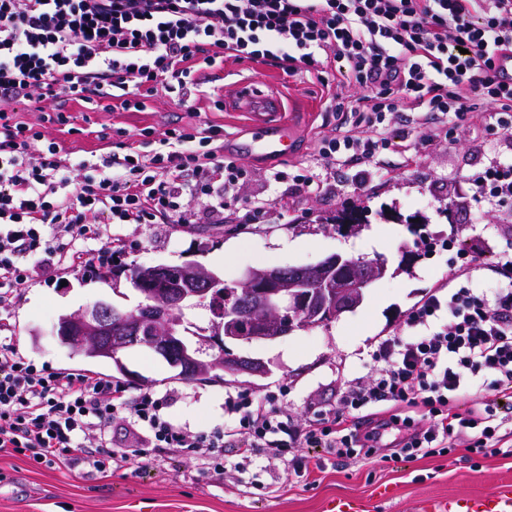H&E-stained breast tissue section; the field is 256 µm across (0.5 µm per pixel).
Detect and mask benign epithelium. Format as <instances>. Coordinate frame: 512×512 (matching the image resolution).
Wrapping results in <instances>:
<instances>
[{
	"label": "benign epithelium",
	"instance_id": "7a95c632",
	"mask_svg": "<svg viewBox=\"0 0 512 512\" xmlns=\"http://www.w3.org/2000/svg\"><path fill=\"white\" fill-rule=\"evenodd\" d=\"M382 263H353L338 254L305 267L248 269L233 291H224V309H214L218 295L213 288L223 282L196 264H186L176 278L168 266H150L133 276L131 284L143 296L134 310H122L98 300L62 315L55 336L71 350L94 347L115 353L140 344L168 358L182 376L193 379L207 363L213 371L263 377L268 364L258 358L236 355L224 340L241 343L274 341L296 329L328 322L352 311L364 300L366 290L385 276ZM204 303L213 311L202 344L218 348L208 358L185 340L182 310L190 302Z\"/></svg>",
	"mask_w": 512,
	"mask_h": 512
}]
</instances>
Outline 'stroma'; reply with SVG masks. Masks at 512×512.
Wrapping results in <instances>:
<instances>
[{"label": "stroma", "mask_w": 512, "mask_h": 512, "mask_svg": "<svg viewBox=\"0 0 512 512\" xmlns=\"http://www.w3.org/2000/svg\"><path fill=\"white\" fill-rule=\"evenodd\" d=\"M199 92L179 105L165 90L148 94L140 110L102 111L73 106L75 133L60 132L41 113H23L24 121L45 140L58 141L72 159L93 160L108 152L124 153L127 145L150 154L167 128L185 126L223 129L224 155L246 173L237 195L224 192V178L215 175L208 194L184 196L182 222L106 224L91 249L118 238L116 266L181 265L195 262L237 282L250 268L313 265L333 254L381 260L386 275L377 280L354 311L315 327L301 329L272 342H228L238 355L264 360L267 376L225 375L220 382L186 381L161 357L139 347L121 358L133 376L136 391L167 396L166 415L194 431H208L224 422V396L247 390L261 396L285 390L289 412L298 420L313 417L316 404L334 402L346 383L369 375L368 353L385 336L405 337L410 313L439 286L462 270H470L471 287L486 295L507 287L495 269L504 244L498 225L512 222V205L499 204L479 193L475 180L496 160L512 156V132L487 136L481 117L467 129L449 131L408 156L382 151L368 170L325 164L317 150L331 134L337 116L330 112L327 82L338 81V93L351 100L360 90L352 76L334 71L317 76L298 71L287 76L274 59H224L198 73ZM258 88L280 83L297 106L291 116L297 142L285 159L256 158L241 151L246 135L243 113L226 108L224 99L236 83ZM322 174L324 186L308 196L292 188L304 168ZM365 187H357L358 176ZM223 203V217L210 207ZM353 210L362 223L336 226L330 217ZM385 233L382 247L369 241L373 229ZM294 241L295 249L279 243ZM436 242L427 251L425 240ZM98 300L132 310L142 298L129 282L92 277L66 266L31 278L16 302L0 315L11 325L13 343L28 360L56 369H87L112 375L107 361H89L71 354L53 335L59 317ZM321 462L312 481L294 474L251 470L224 471L222 486L205 477L189 479L190 461L175 456L164 468L134 462L128 469L99 479L81 470L35 466L19 455L0 453V512H330L333 502L356 499L364 512H425L427 503L491 496L512 486V452L501 448L467 452L447 448L422 459L341 462L323 449L305 451Z\"/></svg>", "instance_id": "1"}]
</instances>
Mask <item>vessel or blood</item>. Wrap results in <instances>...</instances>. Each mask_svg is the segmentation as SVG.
<instances>
[{
	"label": "vessel or blood",
	"mask_w": 512,
	"mask_h": 512,
	"mask_svg": "<svg viewBox=\"0 0 512 512\" xmlns=\"http://www.w3.org/2000/svg\"><path fill=\"white\" fill-rule=\"evenodd\" d=\"M232 109L246 113L251 138L244 150L255 157L285 158L293 151L294 138L282 117L283 103L275 89L254 92L237 86L230 102ZM456 512H512V491L504 489L485 499L459 501Z\"/></svg>",
	"instance_id": "obj_1"
}]
</instances>
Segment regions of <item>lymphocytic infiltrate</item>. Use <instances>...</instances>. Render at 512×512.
I'll list each match as a JSON object with an SVG mask.
<instances>
[{"label": "lymphocytic infiltrate", "instance_id": "lymphocytic-infiltrate-1", "mask_svg": "<svg viewBox=\"0 0 512 512\" xmlns=\"http://www.w3.org/2000/svg\"><path fill=\"white\" fill-rule=\"evenodd\" d=\"M273 44L283 48L285 74L342 63L362 90L339 130L319 143L327 163L369 165L379 150L408 152L406 134L392 126L406 110L419 126L457 129L481 110L488 125L512 129V79L500 68L512 61V0H0V308L54 261L93 270L82 243L98 236L94 218L153 224L172 218L180 198L206 190L215 173L231 191L242 176L216 147L212 126L167 130L163 151L147 158L130 145L88 174L58 142L32 154L38 135L21 110L52 99L43 119L61 126L70 102L114 98L137 110L140 90L169 79L186 87L200 65L265 58ZM408 324L415 336L380 339L372 374L312 419L298 422L277 393L239 392L224 399L223 426L191 432L165 415V397L27 360L0 320V452L98 476L150 448L157 464L181 455L216 480L225 467L258 461L309 472L308 461L290 458L295 448L342 460L504 447L497 410L512 392V288L488 298L460 280L424 299ZM487 379L497 398L456 412L457 396ZM124 411L131 443L114 450L101 435ZM402 426L405 441L384 444Z\"/></svg>", "mask_w": 512, "mask_h": 512}]
</instances>
